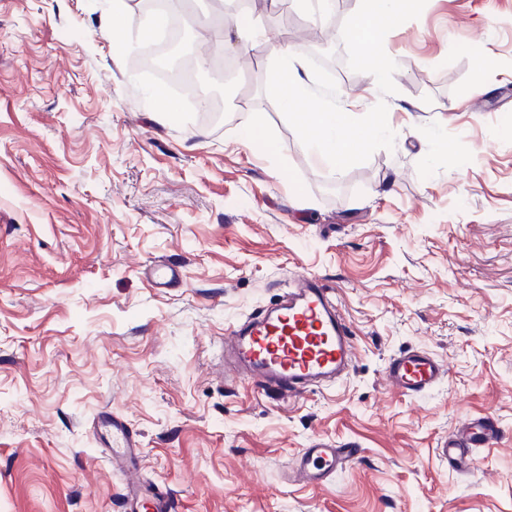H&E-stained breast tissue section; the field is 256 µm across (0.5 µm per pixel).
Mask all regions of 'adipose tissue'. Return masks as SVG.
I'll return each mask as SVG.
<instances>
[{"label": "adipose tissue", "instance_id": "ef3b65f1", "mask_svg": "<svg viewBox=\"0 0 512 512\" xmlns=\"http://www.w3.org/2000/svg\"><path fill=\"white\" fill-rule=\"evenodd\" d=\"M404 4L405 0H368L365 12L349 22L347 35L364 45L375 44L382 31L396 22ZM303 70L300 54H278L269 84L280 90L282 108L298 124L305 147L322 159L329 172H339L359 155L362 141L352 133L355 126L365 127L371 137L384 134L387 127L374 122L371 113L337 110L335 96L317 95Z\"/></svg>", "mask_w": 512, "mask_h": 512}]
</instances>
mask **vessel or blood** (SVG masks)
I'll list each match as a JSON object with an SVG mask.
<instances>
[{
  "mask_svg": "<svg viewBox=\"0 0 512 512\" xmlns=\"http://www.w3.org/2000/svg\"><path fill=\"white\" fill-rule=\"evenodd\" d=\"M354 354L353 333L337 302L312 274L298 276L277 303L224 336L225 366L239 378L285 395H299L335 381L348 370ZM444 374L434 356L418 349L402 352L386 368L391 387L407 396L427 392ZM97 424L111 435L108 462L123 479V512H171L169 494L145 484L140 477L138 435L122 418L107 411L99 415ZM497 438L494 421L476 419L469 423L464 437L445 442L442 452L459 464L469 449L490 447ZM358 454L355 448L326 444L301 449L289 478L304 485L323 484Z\"/></svg>",
  "mask_w": 512,
  "mask_h": 512,
  "instance_id": "vessel-or-blood-1",
  "label": "vessel or blood"
}]
</instances>
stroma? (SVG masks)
Wrapping results in <instances>:
<instances>
[{
  "mask_svg": "<svg viewBox=\"0 0 512 512\" xmlns=\"http://www.w3.org/2000/svg\"><path fill=\"white\" fill-rule=\"evenodd\" d=\"M114 5L0 0V512H122L105 409L172 512H512V0H423L378 39L376 91L344 34L363 0L327 26L307 0L286 24L255 8L266 43L198 87L245 101L272 160L238 145L244 113L209 125L183 98L156 120L152 73L101 33ZM275 49L390 136L330 174L267 83ZM157 261L180 282L157 287ZM304 273L351 327V369L292 398L226 377L225 332ZM409 349L446 365L416 397L385 377ZM482 417L501 439L460 470L438 445ZM319 442L359 455L288 482ZM369 90H378L386 87L394 77V70L390 63L381 58L370 59L365 67Z\"/></svg>",
  "mask_w": 512,
  "mask_h": 512,
  "instance_id": "stroma-1",
  "label": "stroma"
}]
</instances>
